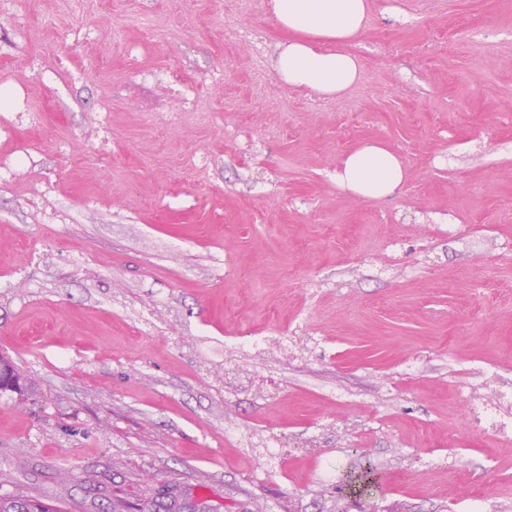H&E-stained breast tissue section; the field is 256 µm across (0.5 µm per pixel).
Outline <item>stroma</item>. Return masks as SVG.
I'll use <instances>...</instances> for the list:
<instances>
[{"instance_id": "stroma-1", "label": "stroma", "mask_w": 512, "mask_h": 512, "mask_svg": "<svg viewBox=\"0 0 512 512\" xmlns=\"http://www.w3.org/2000/svg\"><path fill=\"white\" fill-rule=\"evenodd\" d=\"M266 3L0 15V82L42 115L0 132V355L36 384L0 392V495L512 512L481 413L512 419V0H371L337 100L276 77ZM367 141L396 195L337 186ZM367 460L385 485L341 497Z\"/></svg>"}]
</instances>
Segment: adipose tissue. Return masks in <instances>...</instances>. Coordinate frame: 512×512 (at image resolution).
I'll return each instance as SVG.
<instances>
[{"mask_svg": "<svg viewBox=\"0 0 512 512\" xmlns=\"http://www.w3.org/2000/svg\"><path fill=\"white\" fill-rule=\"evenodd\" d=\"M370 11V0H269L270 21L288 34L276 48V76L307 94H346L363 76L348 47L365 34ZM405 179L404 162L378 141L361 144L336 170L337 185L365 199L393 195Z\"/></svg>", "mask_w": 512, "mask_h": 512, "instance_id": "ef3b65f1", "label": "adipose tissue"}]
</instances>
